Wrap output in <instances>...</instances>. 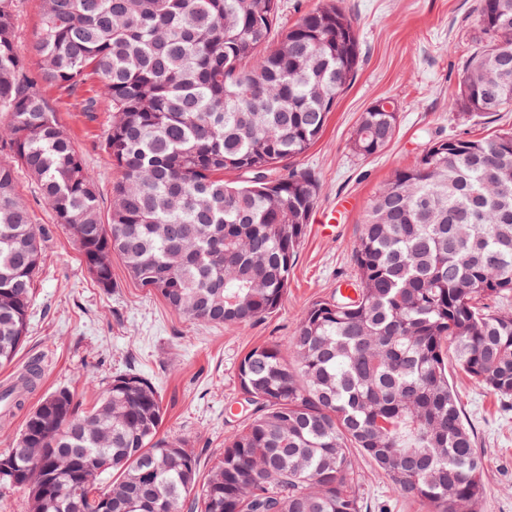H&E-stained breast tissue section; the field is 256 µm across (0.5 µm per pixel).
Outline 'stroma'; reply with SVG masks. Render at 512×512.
<instances>
[{
	"instance_id": "35a3bbf8",
	"label": "stroma",
	"mask_w": 512,
	"mask_h": 512,
	"mask_svg": "<svg viewBox=\"0 0 512 512\" xmlns=\"http://www.w3.org/2000/svg\"><path fill=\"white\" fill-rule=\"evenodd\" d=\"M358 27L363 58L354 80L338 97L322 137L296 159L321 190L296 255L278 311L246 329L189 321L112 261V287L96 285L78 243L53 223L48 209L32 202L35 225L46 239L43 270L35 281L36 304L29 332L12 368L0 382L40 364L35 406L47 393L69 389L79 410L90 409L112 374L134 369L158 387L166 410L162 435L188 439L203 467L224 449V438L250 411L239 392L237 367L253 347L287 345L302 312L356 276L353 252L370 199L396 170L416 164L427 143L451 134L484 137L512 130V112L463 122L449 110L466 64L480 46L478 0H341ZM88 82L73 96L43 88L99 181L102 209H109L117 172L100 147L108 113L86 118L79 100L98 90ZM387 98L398 109L390 145L369 158L351 148L362 113ZM449 381L485 466L487 495L480 512H512V399L475 384L452 367ZM366 512H425L397 496L367 460L356 464Z\"/></svg>"
}]
</instances>
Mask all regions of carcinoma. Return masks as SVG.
<instances>
[{"label": "carcinoma", "instance_id": "carcinoma-1", "mask_svg": "<svg viewBox=\"0 0 512 512\" xmlns=\"http://www.w3.org/2000/svg\"><path fill=\"white\" fill-rule=\"evenodd\" d=\"M20 6L0 0V369L25 341L43 266L20 170L101 287L115 255L191 321L274 314L320 192L279 164L319 140L360 62L337 0L283 29L280 0H40L26 46ZM476 22L485 44L450 103L466 122L512 110V0H478ZM89 77L102 93L83 111L109 113L102 148L118 173L106 219L42 91ZM397 120L394 102H375L354 152H382ZM354 262V295L313 302L287 347L243 357L253 410L204 476L187 439L160 435L162 397L143 374L113 375L86 412L68 389L45 395L0 453L30 484L31 512H362L358 456L427 512H478L484 462L448 361L512 398V306H489L512 293V132L431 141L370 201ZM38 380L28 367L0 402L22 406Z\"/></svg>", "mask_w": 512, "mask_h": 512}]
</instances>
